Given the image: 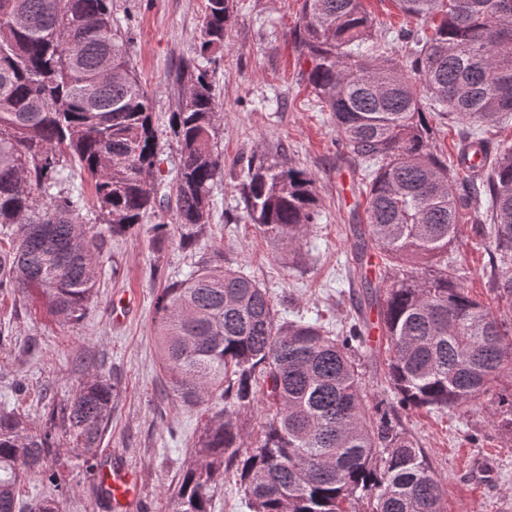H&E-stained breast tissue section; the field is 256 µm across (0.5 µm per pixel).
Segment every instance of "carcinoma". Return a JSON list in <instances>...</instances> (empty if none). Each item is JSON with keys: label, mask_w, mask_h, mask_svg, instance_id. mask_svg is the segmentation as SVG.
I'll return each mask as SVG.
<instances>
[{"label": "carcinoma", "mask_w": 512, "mask_h": 512, "mask_svg": "<svg viewBox=\"0 0 512 512\" xmlns=\"http://www.w3.org/2000/svg\"><path fill=\"white\" fill-rule=\"evenodd\" d=\"M429 28L395 32L389 52L364 0H302L292 31L308 84L331 112L340 145L366 185L362 253L380 267V324L394 402L369 412L359 366L366 322L330 329L279 316L268 289L206 263L162 290L155 335L167 386L188 407L219 406L204 424L169 512H211L232 473L248 512H444L447 490L401 426L412 409L444 412L512 377V324L473 299L448 261L463 212L485 224L491 288L512 310V146L490 156L487 128L512 119V0H395ZM235 0H206L196 51L224 47ZM187 85L170 128L180 147L168 188L175 221L211 211L222 173L208 74L185 61ZM463 125L453 187L434 151L424 105ZM153 100L131 64L112 0H0V290L37 293L78 321L97 294L104 240L80 221L93 180L104 223L121 233L154 209L159 142ZM244 219L275 246L300 249L317 216L315 179L288 160L252 155L243 167ZM113 385L96 372L56 417L91 454L112 415ZM265 405L257 432L240 414ZM493 424L512 435V390ZM52 433L0 409V512H61L54 498L22 506V477L52 455Z\"/></svg>", "instance_id": "carcinoma-1"}]
</instances>
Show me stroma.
<instances>
[{
	"mask_svg": "<svg viewBox=\"0 0 512 512\" xmlns=\"http://www.w3.org/2000/svg\"><path fill=\"white\" fill-rule=\"evenodd\" d=\"M302 0H236L222 50L209 64L218 102L217 142L223 173L212 189L214 206L192 245L181 225L164 235L152 219L122 234H105L98 293L84 318L66 322L38 300L0 292V406L29 416L32 430L51 425L50 411L71 397L89 368L114 383L112 420L92 463L60 439L46 472L28 475L20 497H63L64 512H116L97 488L95 470L116 464L136 481V512H168L170 497L190 461L208 413L176 400L164 385L154 339L162 288L205 262L237 268L272 293L281 315L321 317L326 325L368 317L379 305L365 284L366 268L354 249L364 223L365 183L360 169L337 146L326 108L305 81L290 33ZM205 0H112L131 44V60L154 98L161 141L159 179L170 182L179 150L169 133L179 90L174 75L195 58ZM282 155L315 177L320 220L297 253L280 252L242 217L241 159ZM469 295L502 311L489 287L488 242L472 214H464L448 250ZM386 342L371 335L362 364L369 405L390 401ZM493 395L464 412L409 411L401 422L432 460L448 489V512H512V435L491 421Z\"/></svg>",
	"mask_w": 512,
	"mask_h": 512,
	"instance_id": "stroma-1",
	"label": "stroma"
}]
</instances>
